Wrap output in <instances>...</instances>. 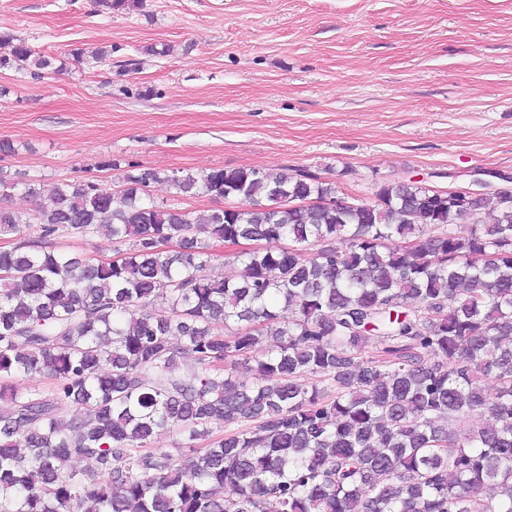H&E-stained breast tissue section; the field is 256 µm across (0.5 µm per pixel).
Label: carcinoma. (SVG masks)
<instances>
[{
	"instance_id": "cac0c4a2",
	"label": "carcinoma",
	"mask_w": 512,
	"mask_h": 512,
	"mask_svg": "<svg viewBox=\"0 0 512 512\" xmlns=\"http://www.w3.org/2000/svg\"><path fill=\"white\" fill-rule=\"evenodd\" d=\"M6 42L0 69L55 70ZM97 170L120 188L0 170V198L37 201L0 208V512H512L511 189L410 178L354 203L301 169ZM155 183L241 209L159 204ZM60 230L118 257L47 249ZM261 241L289 246L241 248ZM220 257L234 277L208 274ZM36 376L51 394L4 383ZM172 430L179 459L154 447Z\"/></svg>"
}]
</instances>
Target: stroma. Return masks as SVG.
Returning <instances> with one entry per match:
<instances>
[{
    "label": "stroma",
    "instance_id": "35a3bbf8",
    "mask_svg": "<svg viewBox=\"0 0 512 512\" xmlns=\"http://www.w3.org/2000/svg\"><path fill=\"white\" fill-rule=\"evenodd\" d=\"M7 34L62 65L0 69L12 177L51 185L108 156L304 169L368 201L376 182L512 173V0H0ZM77 47L108 56L90 68Z\"/></svg>",
    "mask_w": 512,
    "mask_h": 512
}]
</instances>
